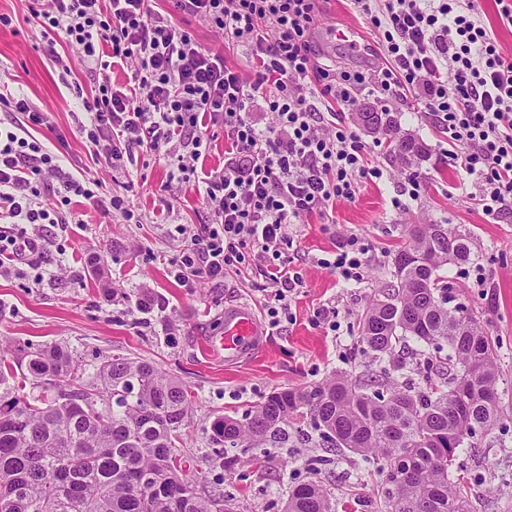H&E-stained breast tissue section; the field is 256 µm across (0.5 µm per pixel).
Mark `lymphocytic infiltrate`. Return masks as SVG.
I'll return each instance as SVG.
<instances>
[{
    "label": "lymphocytic infiltrate",
    "instance_id": "obj_1",
    "mask_svg": "<svg viewBox=\"0 0 512 512\" xmlns=\"http://www.w3.org/2000/svg\"><path fill=\"white\" fill-rule=\"evenodd\" d=\"M170 2L162 13L152 0H30L29 11L42 37L63 35L91 77L78 127L90 154L123 177L135 147L174 162L164 185L174 201L196 183L207 220L173 261L183 287L254 271L273 290L269 328L290 320L303 281L289 268L288 225L354 200L362 183L384 176L369 165L361 137L331 110L355 105L364 93L389 101L421 90L484 214L512 206V60L478 20L476 0H356L388 58L366 74L318 61L310 41L317 0ZM197 25L244 47L249 68L228 66L223 52L202 47ZM114 65L131 69L130 85L113 83ZM260 107L271 121L255 119ZM0 109L19 116L0 134V275L44 249L39 226L72 220L61 208L70 196L135 220L128 197H103L100 179L74 176L26 137V129L47 125L46 112L1 92ZM220 136L228 144L224 165L204 170ZM49 196L60 205L46 204ZM368 252L354 238L319 264L357 284Z\"/></svg>",
    "mask_w": 512,
    "mask_h": 512
}]
</instances>
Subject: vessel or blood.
Masks as SVG:
<instances>
[{
  "label": "vessel or blood",
  "instance_id": "1",
  "mask_svg": "<svg viewBox=\"0 0 512 512\" xmlns=\"http://www.w3.org/2000/svg\"><path fill=\"white\" fill-rule=\"evenodd\" d=\"M267 331L252 309L245 305L225 308L224 330L211 337L208 348L212 354L235 364L255 353L265 342Z\"/></svg>",
  "mask_w": 512,
  "mask_h": 512
}]
</instances>
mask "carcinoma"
<instances>
[{
	"instance_id": "cac0c4a2",
	"label": "carcinoma",
	"mask_w": 512,
	"mask_h": 512,
	"mask_svg": "<svg viewBox=\"0 0 512 512\" xmlns=\"http://www.w3.org/2000/svg\"><path fill=\"white\" fill-rule=\"evenodd\" d=\"M358 120L406 167L428 160L391 113ZM407 238L395 256L410 260L394 265L359 322L376 370L284 388L211 424L223 455L284 445L296 420L319 433L326 455L288 494V512H336L322 481L331 455H355L384 476L380 512H474L449 473L462 442L475 447L499 418L495 341L439 274L469 262L471 242L446 224H413ZM442 352L446 374L434 369ZM29 384L41 395L20 397ZM190 404L183 383L147 360L107 356L90 381L64 344L1 350L0 512H225L224 493L189 477L175 446Z\"/></svg>"
}]
</instances>
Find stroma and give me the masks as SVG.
I'll return each mask as SVG.
<instances>
[{"label": "stroma", "instance_id": "stroma-1", "mask_svg": "<svg viewBox=\"0 0 512 512\" xmlns=\"http://www.w3.org/2000/svg\"><path fill=\"white\" fill-rule=\"evenodd\" d=\"M28 0H0V14L12 17L11 26L0 27V83L31 99L50 117L49 127L33 130L45 146L59 143L75 173L100 178L107 194L121 192L105 163L94 161L77 131L82 114L73 88L59 78L62 65H70L75 83L89 87L74 51L58 41L47 52L40 28L31 17ZM318 22L311 42L321 63L357 69L384 64L379 35L354 0H319ZM356 29L364 39L362 52L351 53L344 43L327 40L325 27ZM402 131L427 144L430 158L411 173L401 172L380 145L377 136L362 133L373 164L383 168L378 182L362 184L354 201H340L328 214H309L303 223L288 226L293 241L288 255L294 271L304 280L292 302V321L270 332L264 345L250 358L225 364L204 348L209 337L224 330L225 308L246 304L265 317L262 278L255 274H226L218 282L204 281L192 288L180 286L172 262L185 238L177 225L198 230L206 209L193 188H184L178 203H170L163 186L171 167L137 156L136 179L129 197L142 221L129 224L122 218L73 198L70 209L80 221L44 230L48 247L22 271L0 276V340L13 346L37 347L51 342L70 346L87 374H94L102 358L124 354L147 359L180 379L192 406L178 442L190 462L189 474L208 488L230 495L234 512H281L289 491L306 480L309 460L320 455L314 438L298 432L287 446L262 450L235 449L233 469L222 466L209 441L216 416L242 417L272 392L285 387L319 384L339 372L364 375L372 359L358 335L359 319L392 278L395 249L406 243L411 224H445L469 234L472 260L448 264L443 277L455 287V299L485 322L496 340L500 380L501 419L477 440L476 447L458 450L465 471L464 488L475 512H512V211L487 217L470 195L471 178L454 161L447 138L436 118L420 109L412 95L386 105ZM420 183L416 198L404 208L391 201L403 188L407 175ZM368 243L370 262L363 283L346 285L318 265V258L337 252L350 238ZM66 249V272L47 278L57 246ZM99 252L104 278L125 292L122 301H110L90 275L84 258ZM482 269L486 283L475 285V269ZM161 298L164 313H141V294ZM335 307L349 332L333 335L315 316L318 308ZM376 471L363 470L356 461L330 464L326 486L334 502L348 512H378Z\"/></svg>", "mask_w": 512, "mask_h": 512}]
</instances>
